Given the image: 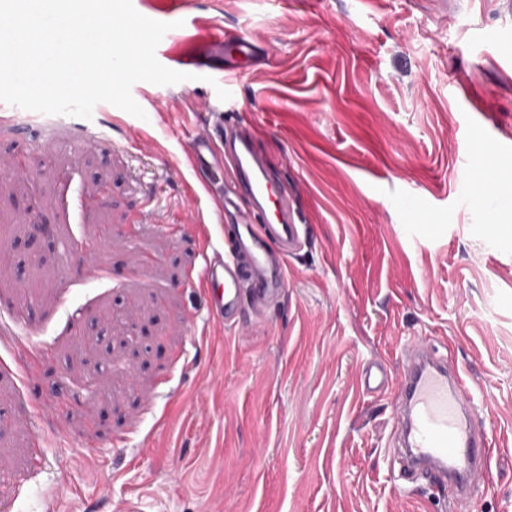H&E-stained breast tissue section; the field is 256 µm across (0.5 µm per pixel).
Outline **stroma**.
Returning a JSON list of instances; mask_svg holds the SVG:
<instances>
[{"instance_id": "35a3bbf8", "label": "stroma", "mask_w": 512, "mask_h": 512, "mask_svg": "<svg viewBox=\"0 0 512 512\" xmlns=\"http://www.w3.org/2000/svg\"><path fill=\"white\" fill-rule=\"evenodd\" d=\"M197 36L199 77L139 82L136 118L0 122V512H452L402 493L388 391L431 339L471 379L494 455L471 512H512V15L500 0H133ZM267 44L246 65L213 44ZM254 128L309 236L263 315L187 283L227 172L196 105ZM134 307V339L109 324ZM44 352L23 374L13 341ZM123 392L103 387L105 377Z\"/></svg>"}]
</instances>
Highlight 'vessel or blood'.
<instances>
[{
	"label": "vessel or blood",
	"instance_id": "1",
	"mask_svg": "<svg viewBox=\"0 0 512 512\" xmlns=\"http://www.w3.org/2000/svg\"><path fill=\"white\" fill-rule=\"evenodd\" d=\"M217 144L232 165L233 192L248 207L224 250L204 253L189 282L206 294L209 315L232 325L244 297H251L259 312L279 297L288 283L287 259L308 228L253 135L221 112L194 133V164L207 165ZM364 384L391 389L397 422L393 451L406 482L426 476L449 500L468 502L490 465L488 437L451 356L419 339L404 348L397 377L379 365L366 371Z\"/></svg>",
	"mask_w": 512,
	"mask_h": 512
}]
</instances>
